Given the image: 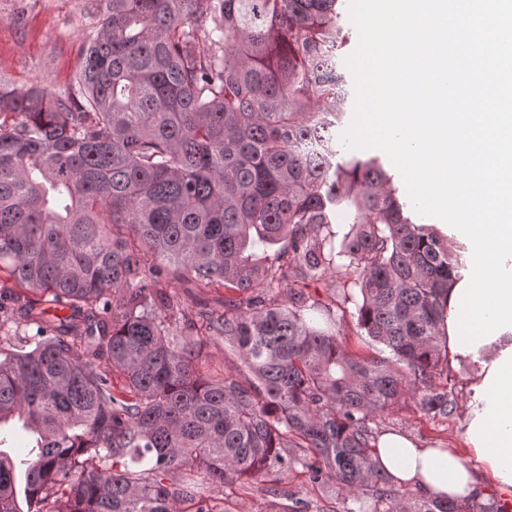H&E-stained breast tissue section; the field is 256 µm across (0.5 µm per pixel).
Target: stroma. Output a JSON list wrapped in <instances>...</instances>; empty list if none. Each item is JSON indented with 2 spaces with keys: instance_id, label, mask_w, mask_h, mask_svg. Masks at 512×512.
I'll use <instances>...</instances> for the list:
<instances>
[{
  "instance_id": "1",
  "label": "stroma",
  "mask_w": 512,
  "mask_h": 512,
  "mask_svg": "<svg viewBox=\"0 0 512 512\" xmlns=\"http://www.w3.org/2000/svg\"><path fill=\"white\" fill-rule=\"evenodd\" d=\"M96 21L93 0H0V75L18 86L65 87ZM473 372L469 364L451 361L437 376V383L448 384L458 396V408L449 418L427 417L410 401L386 415L385 429L421 444L465 449L467 413L480 405Z\"/></svg>"
}]
</instances>
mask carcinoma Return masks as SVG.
<instances>
[{
    "mask_svg": "<svg viewBox=\"0 0 512 512\" xmlns=\"http://www.w3.org/2000/svg\"><path fill=\"white\" fill-rule=\"evenodd\" d=\"M95 2L64 89L0 77V277L36 295L0 318V425L37 435L23 507L0 450V512H229L224 488L250 479L288 512H330L283 490L290 473L332 484L343 512H508L410 496L377 466L390 410L456 409L434 378L462 263L379 158L336 161L339 0ZM342 259L373 357L307 314L334 323L330 307L274 295ZM185 278L245 300L199 323L164 287ZM205 335L250 376L201 372Z\"/></svg>",
    "mask_w": 512,
    "mask_h": 512,
    "instance_id": "obj_1",
    "label": "carcinoma"
}]
</instances>
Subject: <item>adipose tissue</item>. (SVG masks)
<instances>
[{
	"label": "adipose tissue",
	"mask_w": 512,
	"mask_h": 512,
	"mask_svg": "<svg viewBox=\"0 0 512 512\" xmlns=\"http://www.w3.org/2000/svg\"><path fill=\"white\" fill-rule=\"evenodd\" d=\"M447 233L451 242H469L474 263L442 300L441 335L452 359L476 363L482 406L468 419L465 451L421 446L388 431L379 439L378 461L401 485L432 498L474 494L476 463L512 493V225L489 212L478 231L464 224Z\"/></svg>",
	"instance_id": "1"
}]
</instances>
